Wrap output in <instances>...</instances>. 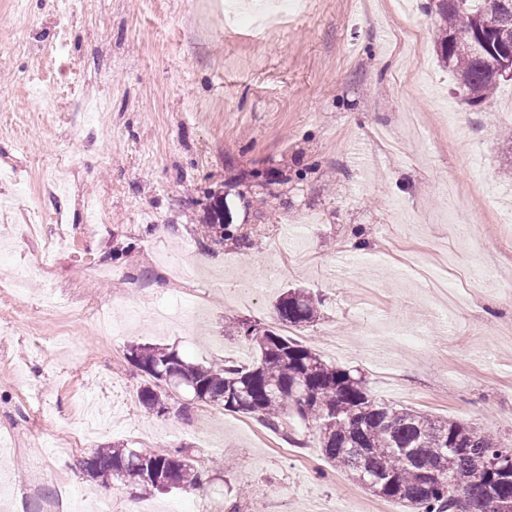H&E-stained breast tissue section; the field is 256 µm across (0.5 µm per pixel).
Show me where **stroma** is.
<instances>
[{"mask_svg": "<svg viewBox=\"0 0 512 512\" xmlns=\"http://www.w3.org/2000/svg\"><path fill=\"white\" fill-rule=\"evenodd\" d=\"M242 0H0V417L35 394L9 430L0 486L42 455L75 512L97 482L80 466L112 445L185 447L201 489L147 494L113 481L102 504L143 512H404L325 460L312 424L287 434L220 407L145 412L126 350L147 344L203 365H247L227 332L278 326L288 287L320 301L292 338L362 374L381 401L453 419L512 447V179L504 177L512 82L491 105L464 100L436 52L435 18L415 0H295L278 28ZM67 157L65 192L42 189ZM64 222L27 226L36 202ZM103 221H87L89 210ZM238 234L220 238L216 210ZM440 246L466 305L447 332L401 260ZM209 264L201 265L197 256ZM494 279H468L473 268ZM67 309L48 313V295ZM154 313L119 336L99 316ZM200 302L201 317L159 310ZM429 330V351L393 338Z\"/></svg>", "mask_w": 512, "mask_h": 512, "instance_id": "1", "label": "stroma"}]
</instances>
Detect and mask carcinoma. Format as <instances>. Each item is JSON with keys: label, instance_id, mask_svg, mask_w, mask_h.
I'll return each instance as SVG.
<instances>
[{"label": "carcinoma", "instance_id": "obj_1", "mask_svg": "<svg viewBox=\"0 0 512 512\" xmlns=\"http://www.w3.org/2000/svg\"><path fill=\"white\" fill-rule=\"evenodd\" d=\"M438 17L437 52L464 100L480 107L512 77L500 71L499 46L512 45V0H429ZM284 326L318 318V303L301 289L284 292L276 305ZM232 335L252 345L248 366L226 360L218 367L186 361L178 351L132 345L127 358L153 383L138 394L144 410L167 414L169 396L158 391L177 376L193 400L258 419L285 431L288 416L315 424L331 467L377 497L409 512H512V464L487 467L503 443L492 433L376 399L364 379L322 359L279 329L241 321ZM89 477L104 485L116 478L145 492L164 482L204 486L193 458L182 449L100 448L83 460ZM457 478L452 491L448 479Z\"/></svg>", "mask_w": 512, "mask_h": 512}]
</instances>
